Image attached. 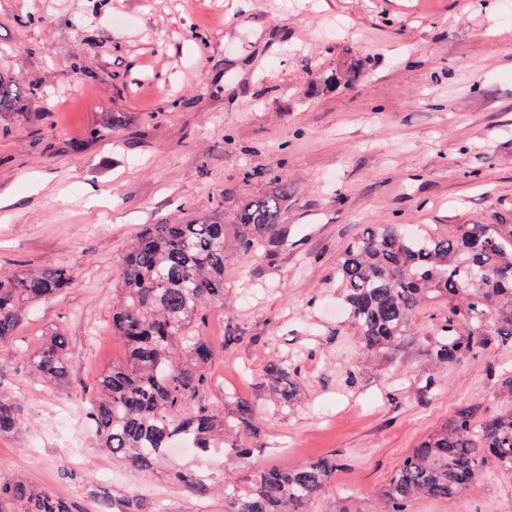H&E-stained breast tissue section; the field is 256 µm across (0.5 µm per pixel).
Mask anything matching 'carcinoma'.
Listing matches in <instances>:
<instances>
[{
    "mask_svg": "<svg viewBox=\"0 0 512 512\" xmlns=\"http://www.w3.org/2000/svg\"><path fill=\"white\" fill-rule=\"evenodd\" d=\"M27 95L0 78V112ZM290 196L288 178H280L229 218L147 224L128 249L119 272L122 297L112 314V332L126 342L128 356L102 373V396L90 411L100 445L113 457L148 472L176 438L206 454L224 444V431L253 426L247 403L239 406L234 424L196 404L213 349L193 324L206 306L224 302L228 247L251 255L285 238L281 220ZM336 273L348 318L369 352L394 350L415 310L429 301L448 305L450 312L426 351L436 364L481 361L489 341L512 338L511 224H462L446 238H413L380 224L346 247ZM72 281L73 272L62 266L1 276L0 340L15 335L30 305L60 294ZM462 325L465 334L458 332ZM28 363L43 381L64 382V333L47 332ZM265 375L283 398L291 396L294 372L288 365L270 364ZM20 427L14 403L1 395L0 435ZM336 467L309 461L268 470L252 488L229 496L228 512H308ZM484 469L512 473V413L480 419L477 407L465 406L403 460L381 492L378 512H412L419 498L449 503ZM171 478L198 496L216 491L210 476L192 469H178ZM0 512H70V506L22 478L0 475Z\"/></svg>",
    "mask_w": 512,
    "mask_h": 512,
    "instance_id": "carcinoma-1",
    "label": "carcinoma"
}]
</instances>
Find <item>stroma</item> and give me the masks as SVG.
Here are the masks:
<instances>
[{
    "mask_svg": "<svg viewBox=\"0 0 512 512\" xmlns=\"http://www.w3.org/2000/svg\"><path fill=\"white\" fill-rule=\"evenodd\" d=\"M355 60L359 74L316 90L319 73ZM0 74L29 91L0 112V274L74 272L0 342V392L23 421L0 437L1 474L73 512L129 497L139 512H225V493L262 472L327 459L338 468L309 512H372L457 409L512 412L482 363L428 360L447 305L418 308L388 356L361 351L332 311L337 263L367 226L512 224V0H0ZM281 176L287 245L229 254L224 300L195 323L214 347L198 402L231 421L240 402L255 408V429L233 435L249 461L221 448L130 468L86 417L102 371L126 358L112 313L128 244L147 224L231 213ZM56 328L61 387L21 360ZM274 361L297 368L290 398L264 374ZM176 467L205 468L224 489L194 495L171 481ZM413 512H512V475L481 474L452 503L422 498Z\"/></svg>",
    "mask_w": 512,
    "mask_h": 512,
    "instance_id": "1",
    "label": "stroma"
}]
</instances>
